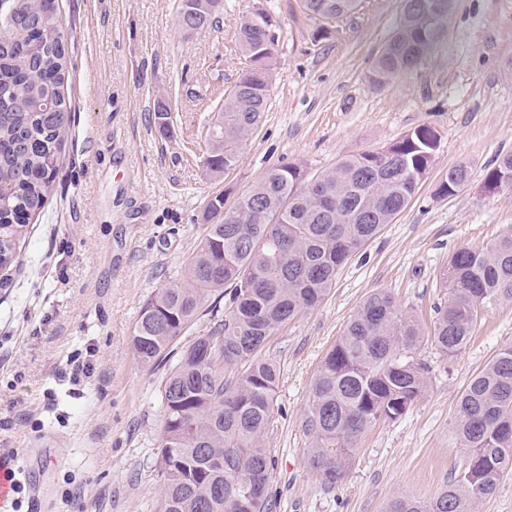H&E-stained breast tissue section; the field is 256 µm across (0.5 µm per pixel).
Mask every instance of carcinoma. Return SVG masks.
Wrapping results in <instances>:
<instances>
[{
    "mask_svg": "<svg viewBox=\"0 0 512 512\" xmlns=\"http://www.w3.org/2000/svg\"><path fill=\"white\" fill-rule=\"evenodd\" d=\"M402 0L399 22L376 57L369 81L382 87L410 71L444 27L436 5ZM362 0H302L310 18L331 26L356 14ZM176 15L183 29L211 27L224 0H196ZM259 11L240 26L250 67L224 98L206 133L200 163L219 178L232 169L268 111L274 50ZM56 0H0V271L15 266L27 221L48 200L71 106L68 56ZM440 149L434 129L418 127L380 151L342 158L317 175L295 164L270 168L242 194L233 220L216 221L186 263L183 280L142 306L131 336L139 361L160 366L184 329L204 311L213 326L177 357L162 381V431L156 459L160 512H271L270 449L263 444L274 413L280 370L261 355L268 339L322 302L340 269L416 196ZM470 168L458 164L438 184L447 198L463 189ZM491 191L512 189V153L484 177ZM448 290L430 338L446 356L471 339L478 312L512 303V231L486 246L463 247L442 273ZM229 292L218 318L211 300ZM425 341L417 318L387 292L366 297L317 368L302 422L306 462L327 488L343 482L361 436L403 416L427 391L429 368L415 356ZM462 459L429 499L398 497L388 512H473L512 469V346L469 381L449 425Z\"/></svg>",
    "mask_w": 512,
    "mask_h": 512,
    "instance_id": "carcinoma-1",
    "label": "carcinoma"
}]
</instances>
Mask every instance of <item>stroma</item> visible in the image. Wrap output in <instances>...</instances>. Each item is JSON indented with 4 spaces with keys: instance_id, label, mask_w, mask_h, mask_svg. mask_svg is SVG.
Here are the masks:
<instances>
[{
    "instance_id": "1",
    "label": "stroma",
    "mask_w": 512,
    "mask_h": 512,
    "mask_svg": "<svg viewBox=\"0 0 512 512\" xmlns=\"http://www.w3.org/2000/svg\"><path fill=\"white\" fill-rule=\"evenodd\" d=\"M74 123L20 266L0 287V448L27 476L19 512H158L155 466L164 368L144 366L130 342L143 303L180 279L214 196L232 209L275 165L316 174L338 160L432 127L441 148L409 207L339 271L328 296L272 336L280 368L265 445L273 512H386L400 496L433 497L460 458L448 433L460 393L512 345V305L475 326L461 353L417 352L430 387L405 416L359 441L336 488L310 472L303 413L312 377L373 291L390 293L431 329L440 275L460 248L512 230V192L485 190L512 152V0H454L444 36L408 73L376 88L368 74L396 26L401 0H365L319 44L299 0H224L217 27L187 37L176 0H59ZM266 10L280 25L269 110L236 167L207 177L185 144L206 132L247 63L241 23ZM167 119H158V112ZM471 169L449 198L448 167ZM95 346V374L60 378L75 351Z\"/></svg>"
}]
</instances>
